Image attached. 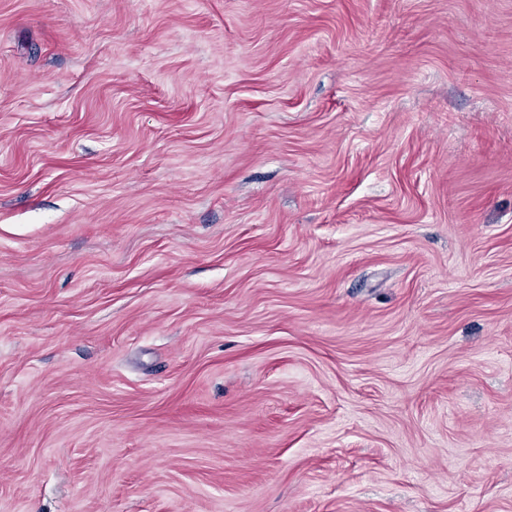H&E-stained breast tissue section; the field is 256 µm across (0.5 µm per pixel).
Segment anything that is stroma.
Wrapping results in <instances>:
<instances>
[{
	"label": "stroma",
	"mask_w": 512,
	"mask_h": 512,
	"mask_svg": "<svg viewBox=\"0 0 512 512\" xmlns=\"http://www.w3.org/2000/svg\"><path fill=\"white\" fill-rule=\"evenodd\" d=\"M0 512H512V0H0Z\"/></svg>",
	"instance_id": "obj_1"
}]
</instances>
